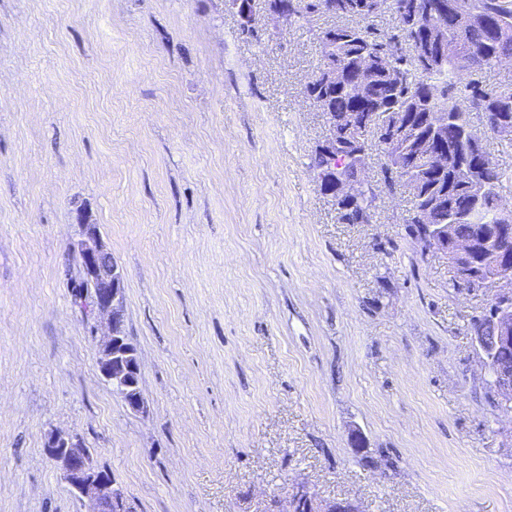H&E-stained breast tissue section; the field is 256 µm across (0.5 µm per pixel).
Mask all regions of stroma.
<instances>
[{"label":"stroma","mask_w":512,"mask_h":512,"mask_svg":"<svg viewBox=\"0 0 512 512\" xmlns=\"http://www.w3.org/2000/svg\"><path fill=\"white\" fill-rule=\"evenodd\" d=\"M333 18L244 38L222 0H0V512H85L72 433L131 512H512V414L471 320L493 289L421 255L403 196L343 224L302 88ZM125 280L147 409L97 365L70 245ZM362 512L350 501L318 499L304 484L293 487L288 499L273 498L266 512Z\"/></svg>","instance_id":"stroma-1"}]
</instances>
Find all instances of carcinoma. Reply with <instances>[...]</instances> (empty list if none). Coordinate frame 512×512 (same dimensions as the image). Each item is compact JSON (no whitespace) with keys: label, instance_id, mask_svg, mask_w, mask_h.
Instances as JSON below:
<instances>
[{"label":"carcinoma","instance_id":"1","mask_svg":"<svg viewBox=\"0 0 512 512\" xmlns=\"http://www.w3.org/2000/svg\"><path fill=\"white\" fill-rule=\"evenodd\" d=\"M415 0H288L294 20L314 14H328L341 23L318 35L320 60L303 93L323 112L336 113V121L348 112L358 114L368 140L361 147H377L375 132L388 129L391 114L414 113L411 126L384 149L405 155L409 168L380 169L377 187L366 183L353 163L336 159V172L351 184L354 196L336 201L345 224H365L374 197L395 196L409 184L410 207L404 223L414 239L423 235L417 215L425 213L428 224H451L456 239L477 241L472 258L476 271L483 273L500 265L503 254L497 239L500 229L512 226V216L498 208L502 172L494 162L478 174L465 172L460 163L471 152H484L472 137L469 115L479 111L495 125L512 127V93L502 91L503 83L484 84L482 72L512 60V0H460L472 19L448 32L447 52L433 60L434 49L411 43L415 27L425 22L435 35L441 33L430 19H410L406 15ZM390 13L398 18L393 26L381 28L376 19ZM374 68L365 102L354 99L356 87L327 83L328 68L343 70L360 65ZM447 113L443 140L448 149V168L436 171L428 165L423 141L433 126L434 113ZM334 172V173H336ZM334 173H324L323 191L332 190Z\"/></svg>","mask_w":512,"mask_h":512}]
</instances>
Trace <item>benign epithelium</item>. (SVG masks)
Masks as SVG:
<instances>
[{"label":"benign epithelium","instance_id":"benign-epithelium-1","mask_svg":"<svg viewBox=\"0 0 512 512\" xmlns=\"http://www.w3.org/2000/svg\"><path fill=\"white\" fill-rule=\"evenodd\" d=\"M232 12L239 26H256V13L249 11L242 0H236ZM428 233L422 244L424 254H448V247L458 257L455 263L458 282L466 288L481 290L486 286L497 289L491 325L498 344L512 346V268H497L484 277L475 275L468 265L474 252L471 240L448 243L447 226L427 225ZM71 252L81 261L83 286L93 290V309L105 316L106 334L98 348V366L102 377L134 412L146 410L141 390V363L137 347L125 327L124 275L112 259L95 224L82 225L81 238L71 243ZM486 325L477 318L472 320V339L481 353L483 363L491 368L495 393L500 409L512 412V366H492L493 357L486 348ZM47 455L59 467L63 480L78 500L92 504L90 512H130L124 493L113 487L112 477L94 458L90 449L73 434L55 433L45 443ZM266 512H362L350 501H324L318 499L304 484L293 487L288 499L273 498Z\"/></svg>","mask_w":512,"mask_h":512}]
</instances>
